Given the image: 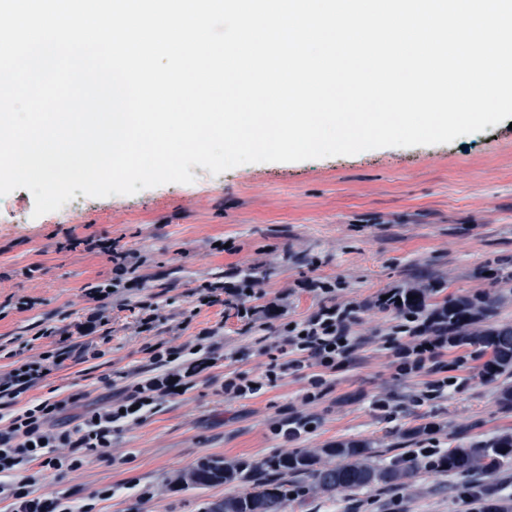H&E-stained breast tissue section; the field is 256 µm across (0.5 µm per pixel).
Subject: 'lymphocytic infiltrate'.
I'll return each mask as SVG.
<instances>
[{
  "instance_id": "f902f5d3",
  "label": "lymphocytic infiltrate",
  "mask_w": 512,
  "mask_h": 512,
  "mask_svg": "<svg viewBox=\"0 0 512 512\" xmlns=\"http://www.w3.org/2000/svg\"><path fill=\"white\" fill-rule=\"evenodd\" d=\"M83 244L112 264L111 278L87 290L93 302L90 312L65 327L41 329L40 337L57 339L54 347L42 352H35L31 339L13 348L0 344V355L9 361L7 369L0 370V400L11 407L10 412L0 414V502L7 503L9 512H93L87 503L37 495L29 468L74 470L88 455L109 457L114 434L143 423L178 391L194 388L216 366L224 349V334L217 327L204 328L185 343L161 339L147 345L145 368L112 377L111 402L87 410L71 429L56 422L64 401L31 400L18 405L20 396L44 380L46 373L59 370L62 362L78 355L102 358L101 329L109 322V308L129 290L147 283L140 273L147 261L141 251L122 245L116 238H87ZM341 285L340 279L320 276L299 281V288L321 299L318 308L301 320L288 316V293L266 299L263 278L246 277L235 270L226 273L222 281L198 285L195 295L199 306L225 305L250 327L274 331L280 339L281 354L288 357L284 363L271 360L264 374L256 378L239 373L226 376L220 387L224 396L255 395L290 372L307 379L303 403L320 399L328 375L348 363L359 345L353 330L359 307L337 301L336 290ZM403 296L402 289L391 288L386 297H374L370 305L394 314L388 344L391 363L401 375H427L421 397L431 400L452 385L443 360L448 349V323L437 315L421 314L403 303Z\"/></svg>"
}]
</instances>
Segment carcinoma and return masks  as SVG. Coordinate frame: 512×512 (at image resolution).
<instances>
[{
    "instance_id": "carcinoma-1",
    "label": "carcinoma",
    "mask_w": 512,
    "mask_h": 512,
    "mask_svg": "<svg viewBox=\"0 0 512 512\" xmlns=\"http://www.w3.org/2000/svg\"><path fill=\"white\" fill-rule=\"evenodd\" d=\"M413 303L426 311L448 314V325L455 347H473L490 352L483 375L490 381L512 371V322H500L498 316L508 295L487 292L447 295L442 280L409 279L404 283ZM512 463V433L486 439H471L444 453L438 466L453 473L481 472L495 474ZM417 466H381L372 461L370 445L361 441L339 442L325 448L304 449L267 459L262 471L270 477L253 484V490L224 496L210 505L208 512H285L288 484L283 477L292 474L306 477L311 488L332 496L339 490H358L373 485L409 484ZM252 474L243 465L225 459L198 463L188 474L186 484L206 487L214 484L250 480Z\"/></svg>"
}]
</instances>
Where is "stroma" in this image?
<instances>
[{
	"instance_id": "1",
	"label": "stroma",
	"mask_w": 512,
	"mask_h": 512,
	"mask_svg": "<svg viewBox=\"0 0 512 512\" xmlns=\"http://www.w3.org/2000/svg\"><path fill=\"white\" fill-rule=\"evenodd\" d=\"M194 182L167 183L133 195L86 198L84 221L66 223L59 212L34 216L24 188L0 197V304L24 297L30 305L0 320V344L21 342L47 326L82 315L84 290L110 275L102 256L68 249L74 238L120 239L149 254L146 287L131 291L113 309L105 355L69 360L29 395L66 400L58 420L74 427L85 410L111 400L105 378L133 373L145 363L152 340L187 341L202 328L222 325L224 353L207 380L164 401L144 423L117 433L110 457L85 458L76 470L31 467L38 494L85 501L112 486L97 512H206L239 484L205 488L179 479L207 458L247 467L281 454L271 424L294 409L313 415L315 427L299 448L338 441L370 442L374 460L391 465L415 450L417 431L439 424V451L456 438H488L512 432V410L498 402V382L482 373L483 357L472 348H449L448 373L456 380L444 396L416 405L421 376H400L382 350L391 314L361 304L408 278L442 277L452 294L506 292L512 280V128L507 123L448 144L385 147L351 156L289 163H251L214 176L191 169ZM223 238L235 252L216 253ZM252 268L265 276L268 297L291 291L290 318L316 310L320 299L297 289L312 275L340 278L339 299L359 304L355 330L362 343L352 361L329 378L317 403L302 401L304 379L289 374L260 394L228 399L219 392L225 374L261 375L268 358L257 333L232 309H197L194 289L225 272ZM152 304L162 318L152 335L138 334L133 317ZM196 309L188 325L182 312ZM463 365H456V357ZM383 397V413L372 406ZM476 485L503 507L512 506V465L486 477L477 473L418 470L412 484L375 485L335 497L305 493L289 498L286 512H470L463 491ZM154 496L143 499L142 488Z\"/></svg>"
}]
</instances>
